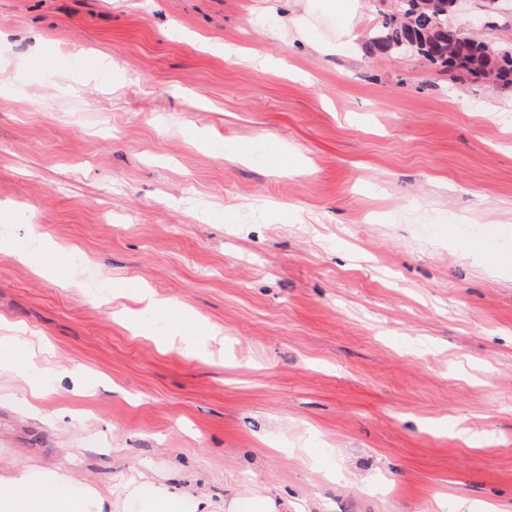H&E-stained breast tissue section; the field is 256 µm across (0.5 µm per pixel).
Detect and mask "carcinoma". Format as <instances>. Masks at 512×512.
Instances as JSON below:
<instances>
[{
	"label": "carcinoma",
	"mask_w": 512,
	"mask_h": 512,
	"mask_svg": "<svg viewBox=\"0 0 512 512\" xmlns=\"http://www.w3.org/2000/svg\"><path fill=\"white\" fill-rule=\"evenodd\" d=\"M438 0H395L380 26L367 38L371 55L399 56L411 52L410 44L427 37L430 54L424 59L440 65L458 78H485L504 89L512 88V43L493 44L479 37L448 35V15L436 7Z\"/></svg>",
	"instance_id": "carcinoma-1"
}]
</instances>
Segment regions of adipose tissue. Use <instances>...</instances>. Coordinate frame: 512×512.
<instances>
[{"label":"adipose tissue","mask_w":512,"mask_h":512,"mask_svg":"<svg viewBox=\"0 0 512 512\" xmlns=\"http://www.w3.org/2000/svg\"><path fill=\"white\" fill-rule=\"evenodd\" d=\"M360 0H331L340 18L335 40L310 39L306 14L280 16L278 33L289 41L311 43L324 55L354 48L359 37ZM139 512H224V505L191 485L158 484L147 476L120 479L116 489H101L57 463L8 462L0 465V512H121L128 503Z\"/></svg>","instance_id":"1"}]
</instances>
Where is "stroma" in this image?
<instances>
[{
	"label": "stroma",
	"mask_w": 512,
	"mask_h": 512,
	"mask_svg": "<svg viewBox=\"0 0 512 512\" xmlns=\"http://www.w3.org/2000/svg\"><path fill=\"white\" fill-rule=\"evenodd\" d=\"M260 4L0 0V334L49 389L0 378V460L512 512V266L472 247L512 252V107ZM265 1L270 4L263 10L276 15L279 19V35L287 37L292 42L308 43L323 55H337L349 51L354 48L355 41L359 38L356 19L361 15L360 0L327 1L329 2L330 9L334 10L336 15L340 17L339 31L335 41L309 39L307 11H304V13L291 11L288 12V17H286L278 11V2L280 0Z\"/></svg>",
	"instance_id": "35a3bbf8"
}]
</instances>
